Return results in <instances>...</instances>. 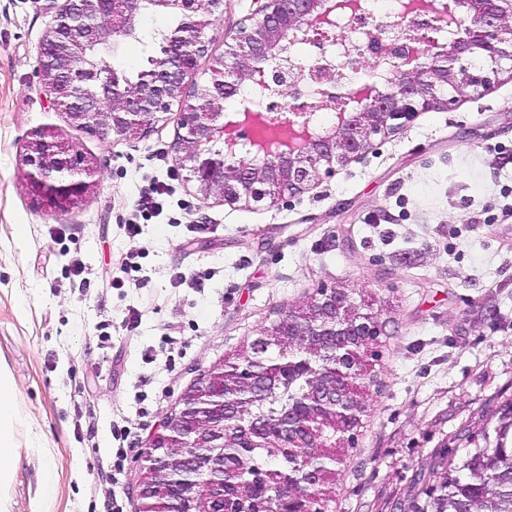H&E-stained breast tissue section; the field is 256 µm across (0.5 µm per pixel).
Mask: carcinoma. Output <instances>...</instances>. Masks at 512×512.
Here are the masks:
<instances>
[{
    "mask_svg": "<svg viewBox=\"0 0 512 512\" xmlns=\"http://www.w3.org/2000/svg\"><path fill=\"white\" fill-rule=\"evenodd\" d=\"M312 315L296 310L295 322L257 351L251 340L224 359V410L202 395L196 406L208 418L224 415V449L203 448L206 461L222 481L224 497L215 495L202 475L178 493L171 481L174 448L160 451L145 482L140 512H273L287 499H302L309 512H330L336 497V475L354 448L356 431L345 429L340 411H331L310 397L322 383H336L341 403L359 416L367 411L370 391L380 387L375 370L380 336H322L313 350L300 334ZM292 414L294 428L285 430L280 417ZM469 435L474 448L459 465H448V453L432 459L415 479L426 507L412 512H512V403L500 413L494 435Z\"/></svg>",
    "mask_w": 512,
    "mask_h": 512,
    "instance_id": "cac0c4a2",
    "label": "carcinoma"
}]
</instances>
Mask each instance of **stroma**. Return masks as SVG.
I'll use <instances>...</instances> for the list:
<instances>
[{
  "mask_svg": "<svg viewBox=\"0 0 512 512\" xmlns=\"http://www.w3.org/2000/svg\"><path fill=\"white\" fill-rule=\"evenodd\" d=\"M43 4L0 0V366L18 386L19 444L54 455L58 485L40 499L26 453L0 501L107 512L112 492L135 512L143 442L181 393L282 310L344 286L385 335L336 512H406L416 471L443 449L460 461V432L512 401V78L420 113L290 202L205 201L174 161L181 106L133 143L53 106ZM254 8L224 0L192 81L210 82L225 33ZM42 137L93 171L65 213L30 191L25 158Z\"/></svg>",
  "mask_w": 512,
  "mask_h": 512,
  "instance_id": "35a3bbf8",
  "label": "stroma"
}]
</instances>
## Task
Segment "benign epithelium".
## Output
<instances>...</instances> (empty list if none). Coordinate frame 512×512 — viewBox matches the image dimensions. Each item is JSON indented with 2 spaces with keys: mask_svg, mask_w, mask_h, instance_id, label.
Wrapping results in <instances>:
<instances>
[{
  "mask_svg": "<svg viewBox=\"0 0 512 512\" xmlns=\"http://www.w3.org/2000/svg\"><path fill=\"white\" fill-rule=\"evenodd\" d=\"M222 6L223 0H63L61 5L45 0L52 19L40 45L39 74L53 105L69 106L70 119L81 128L134 141L173 102L193 96L200 101L198 109L184 113L172 146L177 167L187 171L204 198L217 191L227 203L271 207L335 174L419 113L440 106L449 110L465 90L486 95L501 74L512 76V27L507 25L512 0H428L423 9L415 0H398L397 24H415L422 14L434 24L409 43L377 55L383 91L375 81L358 85L350 78L362 64L364 50L349 38L347 26L369 10V0H261L256 12L224 41L225 57L231 59L224 80L192 87L186 77L208 54L207 31ZM166 9L179 10L181 22L176 29L155 33L163 53L148 81L131 84L104 56H94L96 46L115 54L120 42L141 40L142 15ZM334 30L340 32L336 43L343 46L337 57L308 70L288 54L294 45L313 46L324 54ZM294 70L316 88L307 102L292 84L294 106L286 114L277 111L274 95ZM244 78L259 109L229 117L219 102L234 96ZM336 103L335 130L317 132L316 112ZM245 125L284 129L288 137L262 143L242 133ZM254 151L262 154L259 164L249 163ZM26 162L29 184L46 210L61 213L79 204L88 185L68 147L42 137L32 143ZM338 300L346 312L358 307L345 290L337 296L322 289L311 302L334 307ZM218 368L217 363L184 390L144 440L146 448H179L189 478L201 464L199 449L222 448L224 438L201 421L186 429L175 424L188 419L189 396L205 390Z\"/></svg>",
  "mask_w": 512,
  "mask_h": 512,
  "instance_id": "obj_1",
  "label": "benign epithelium"
}]
</instances>
